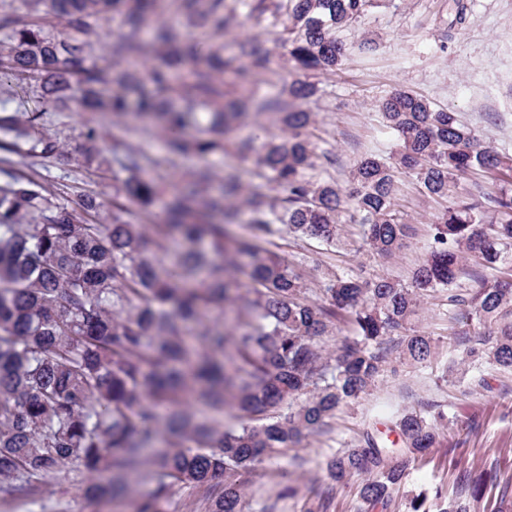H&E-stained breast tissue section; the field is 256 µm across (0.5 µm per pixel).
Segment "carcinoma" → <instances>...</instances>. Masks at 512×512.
<instances>
[{
	"label": "carcinoma",
	"mask_w": 512,
	"mask_h": 512,
	"mask_svg": "<svg viewBox=\"0 0 512 512\" xmlns=\"http://www.w3.org/2000/svg\"><path fill=\"white\" fill-rule=\"evenodd\" d=\"M23 0L0 5V81L10 80L61 110L131 114L161 125L165 157L222 155L236 127L268 115L281 134L237 153L263 183L216 185L207 170L165 187L142 175L146 152L115 140L100 155V131L87 127L83 155L95 171L123 173L112 199L82 194L74 206L45 189L39 173H6L0 183V495L31 493L66 466L88 474L110 466L112 480L89 483L90 497L116 498L141 452L155 459L152 489L136 512H170L174 485L208 491L207 512H243L242 474L307 434L332 430L336 411L369 394L398 358L427 364L436 345L412 329L421 302L442 297L488 329L469 356L512 369V152L483 146L458 113L398 91L378 104L396 149L361 157L343 194L316 173L335 163L317 153L312 78L339 69L337 32L361 23L379 0ZM261 26L284 17L270 41L288 56L285 95L249 91L270 70V50L248 39L236 65L224 57V31L236 5ZM177 13L196 30L150 15ZM118 22L111 61L87 58L99 22ZM140 56L148 75L128 64ZM111 83L103 99L99 86ZM43 111L0 112V152L35 162L58 158L60 138L42 131ZM198 128L193 139L184 136ZM476 174L495 185L456 201L458 179ZM412 178L438 208L432 242L412 282L349 272L309 287L311 275L272 250L288 232L334 246L346 221L363 244L388 259L407 245L410 225L397 208L401 176ZM163 217L138 224L132 208ZM247 214V232L229 226ZM340 338L336 355L319 345ZM233 413L236 424L201 422L194 409ZM448 414L410 411L396 423L403 448L372 437L342 452L327 470L333 481L358 480L372 507L391 502L404 472L438 446ZM458 484L480 502L487 485L506 497L512 477L499 469L473 481L463 459Z\"/></svg>",
	"instance_id": "1"
}]
</instances>
